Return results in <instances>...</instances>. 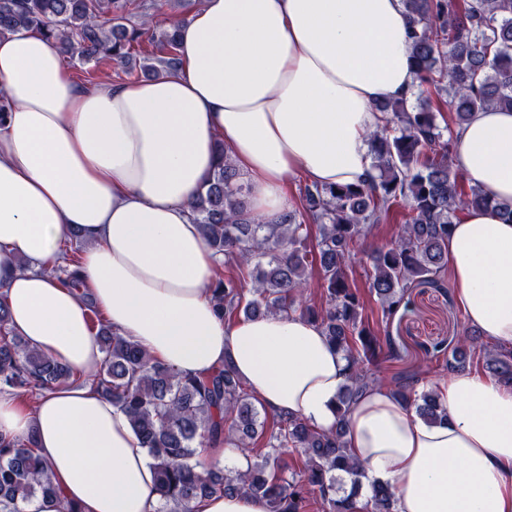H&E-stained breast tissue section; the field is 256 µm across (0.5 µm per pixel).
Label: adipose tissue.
Masks as SVG:
<instances>
[{
  "label": "adipose tissue",
  "mask_w": 512,
  "mask_h": 512,
  "mask_svg": "<svg viewBox=\"0 0 512 512\" xmlns=\"http://www.w3.org/2000/svg\"><path fill=\"white\" fill-rule=\"evenodd\" d=\"M174 24L177 71L93 88L40 32L0 38V297L17 336L75 374L103 360L95 309L153 362L192 376L230 363L267 409L331 429L344 355L296 314L219 320L217 258L191 204L219 139L268 218L287 207L293 177L366 180L378 104L417 84L403 2L203 0ZM454 163L512 201V111L457 129ZM75 229L84 246L70 280L54 267ZM448 273L467 323L512 345V223L467 212L448 237ZM435 390L440 424L382 387L352 405L346 440L364 482L389 485L396 512H512V386L461 371ZM0 437L33 440L59 490L25 512L159 508L127 414L89 385L34 403L1 393Z\"/></svg>",
  "instance_id": "obj_1"
}]
</instances>
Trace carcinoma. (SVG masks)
Segmentation results:
<instances>
[{
    "label": "carcinoma",
    "instance_id": "obj_1",
    "mask_svg": "<svg viewBox=\"0 0 512 512\" xmlns=\"http://www.w3.org/2000/svg\"><path fill=\"white\" fill-rule=\"evenodd\" d=\"M128 2L0 0V35L31 28L77 54L84 65L116 61L145 78L176 71V28L130 24ZM403 4L420 90L412 102L377 106L385 125L369 135L374 175L359 184H307L300 206L269 220L252 212L247 185L219 139V162L192 204L205 245L233 271L213 288L219 317L297 313L317 324L345 356L346 384L335 426L320 430L297 416L274 413L268 430L230 365L183 377L111 328L93 323L104 357L85 382L124 410L141 437L157 473L158 512H192L197 501L239 492L265 498L269 512H305L310 501L322 512H394L395 494L383 484L372 485L366 501H359L361 473L346 441L351 405L380 386L416 405L428 422L447 419L435 390L421 389L419 373L385 382L368 367L381 357L398 360L402 352L390 333L382 336L365 322L361 297L349 283L348 260L369 226L399 207L408 210L402 233L376 252L368 275L388 329L413 311L411 288H445L448 232L461 213L491 210L512 223V201L478 186L464 189L449 155L454 131L475 113L494 106L512 109V0ZM147 44L160 53L154 63L144 57ZM446 109L452 112L450 124L439 122ZM307 219L318 224V234L311 235ZM312 266L318 267L324 290L319 307L307 301ZM427 353L450 371L466 369L477 355L485 371L512 384V350L491 348L474 334L436 342ZM73 379L66 367L14 334L0 299V393L36 395ZM260 442L268 451L243 472L202 469L197 460L200 448L224 444L248 456ZM342 474L353 478L343 497L336 487ZM57 494L32 441H0V512H24L34 499Z\"/></svg>",
    "mask_w": 512,
    "mask_h": 512
}]
</instances>
